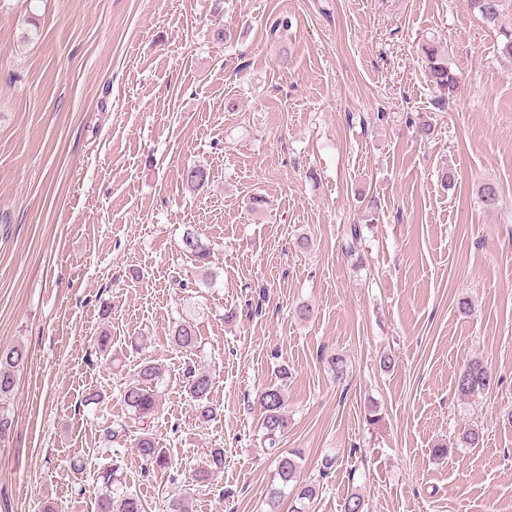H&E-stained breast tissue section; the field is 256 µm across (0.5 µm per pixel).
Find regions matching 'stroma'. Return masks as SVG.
<instances>
[{
	"instance_id": "stroma-1",
	"label": "stroma",
	"mask_w": 512,
	"mask_h": 512,
	"mask_svg": "<svg viewBox=\"0 0 512 512\" xmlns=\"http://www.w3.org/2000/svg\"><path fill=\"white\" fill-rule=\"evenodd\" d=\"M279 16L283 40L268 30ZM222 25L233 37L214 42ZM497 28L463 0H226L218 13L212 0H0V349L29 355L0 512H95L98 488L68 461L111 463V421L139 435L119 388L146 358L167 369L153 433L173 466L120 455L148 512L182 494L189 512H291L287 495L267 505L276 467L254 398L273 382L288 404L279 446L302 449V476L322 487L313 512H343L354 491L368 512H512V59ZM427 39L461 81L444 105ZM194 163L211 176L195 193L182 181ZM486 182L497 210L478 198ZM188 224L208 269L179 250ZM181 319L198 350L171 345ZM104 332L118 364L97 351ZM473 358L499 383L464 399L455 374ZM189 362L213 378L207 423L182 387ZM91 386L102 405L85 404ZM466 426L479 446L455 447ZM212 448L224 469L196 482Z\"/></svg>"
}]
</instances>
